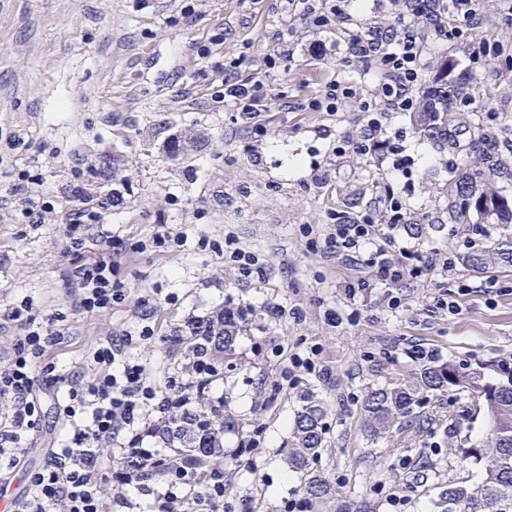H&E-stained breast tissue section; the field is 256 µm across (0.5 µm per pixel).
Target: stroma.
Listing matches in <instances>:
<instances>
[{
    "mask_svg": "<svg viewBox=\"0 0 512 512\" xmlns=\"http://www.w3.org/2000/svg\"><path fill=\"white\" fill-rule=\"evenodd\" d=\"M192 5L187 14L182 0H0V196L27 170L40 175V192L57 204L41 224L26 223L18 208H0V361L11 355L17 334L6 315L25 299L52 333L45 361L71 377L92 375L89 354L101 339L121 338L145 320L154 339L129 352L150 378L164 380L176 366L167 343L176 329L218 308L242 310L233 364L209 389L237 421L224 434L228 512H237L246 495L253 512H277L311 473L328 486L310 498L311 512H393L395 495L403 512H437L448 485L481 480L480 470L448 452L456 425L480 427L481 400L465 393L431 397L375 440L362 431L361 403L369 390L410 372L418 348L484 367L493 379L512 370V268L481 274L460 263L472 235L448 222V183L474 167L471 143L490 126H512V0H482L483 20L468 40L428 35L422 87L449 62L478 108L453 113V135L444 144L420 131L413 113H391L389 130L406 133L402 157L410 175L401 180L389 155L337 154L340 140L362 126L356 104L335 112L308 107L332 79L351 83L363 98L375 95L373 67L347 61L343 32L323 36L297 21L288 43L275 45L267 31L280 0ZM483 38L500 45V60L470 62L469 42ZM240 55L241 78L261 77L274 100L251 124L234 107L211 101L225 60ZM490 111L496 123L488 122ZM256 124L265 135L254 134ZM175 138L199 144L174 157L168 145ZM91 165L112 176L92 180L93 195L115 184L123 194L106 217L109 254L73 247L59 206L74 175ZM317 173L328 176L320 188L312 184ZM394 180L404 188L411 223L421 227L416 234L401 230L402 241L457 262L393 292L372 288L349 299L338 283L352 277L351 266L310 248L301 227L328 223L337 211L367 210ZM162 224L180 246L154 247ZM228 232L260 259L250 278L225 265L216 248ZM204 238L209 247L201 246ZM105 257L127 289L125 301L95 313L76 309L74 268ZM392 294L401 299L395 309L388 305ZM443 296L456 314L438 308ZM275 305L284 315L272 321L264 309ZM331 311L340 324L328 322ZM314 345L327 374L273 390L289 357ZM306 393L327 410L324 448L308 474L285 461ZM34 419L29 453L9 475L14 493L42 464L44 449L58 442L53 401L43 402ZM257 426L262 436L251 449Z\"/></svg>",
    "mask_w": 512,
    "mask_h": 512,
    "instance_id": "stroma-1",
    "label": "stroma"
}]
</instances>
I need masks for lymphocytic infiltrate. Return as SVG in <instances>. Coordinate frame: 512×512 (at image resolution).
Instances as JSON below:
<instances>
[{
    "label": "lymphocytic infiltrate",
    "mask_w": 512,
    "mask_h": 512,
    "mask_svg": "<svg viewBox=\"0 0 512 512\" xmlns=\"http://www.w3.org/2000/svg\"><path fill=\"white\" fill-rule=\"evenodd\" d=\"M285 18L272 28V43L282 44L291 32L289 23L300 19L326 33L335 32L348 21L349 0H283ZM410 18L401 30L378 24L348 31L350 56L376 64L386 109L374 108L371 101L358 98L348 83L330 80L309 107L314 111H337L348 101H356L362 114L359 135L344 137L337 146L340 154L366 155L382 145L390 113L415 110L413 92L422 80L421 59L426 31L453 40L479 25L481 0H403ZM243 58L225 65V77L211 99L216 105L233 104L244 119L251 120L268 111L270 98L258 79H238ZM383 206L361 214L343 213L322 231L327 257L362 268L364 277L343 281L349 297L372 286L387 287L416 279L436 266L435 253L401 244L398 228L409 221L410 212L401 196L387 191ZM65 222L74 234L76 246L87 242H110L104 229L107 206L88 191L84 181H76L67 199ZM77 303L87 312L101 311L124 301L125 290L112 278L110 262L99 260L75 268ZM10 321L20 329L13 353L0 362V472L19 464L27 453L26 433L31 428L38 394L66 391L60 435L63 447L49 449L44 463L30 471L24 489L11 497V512H224V463L213 461L206 475L193 476L186 467L170 473L149 486L116 474V491L103 498L99 483L112 462L102 448L119 449L122 455L139 459L142 466H159L167 461L161 448L144 447L145 438L155 436L167 413L166 394L180 390L184 404H192L190 378L182 371L167 376L164 384L152 380L143 364L127 353L134 342L153 338L150 326L138 328L136 335L122 340L105 339L93 349L90 362L96 372L87 380L71 378L59 388L52 367H40L48 339L42 323L32 312L31 302L12 308ZM47 380L39 382L37 370Z\"/></svg>",
    "instance_id": "obj_1"
}]
</instances>
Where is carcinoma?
I'll return each instance as SVG.
<instances>
[{"instance_id": "1", "label": "carcinoma", "mask_w": 512, "mask_h": 512, "mask_svg": "<svg viewBox=\"0 0 512 512\" xmlns=\"http://www.w3.org/2000/svg\"><path fill=\"white\" fill-rule=\"evenodd\" d=\"M416 122L428 131L447 128L448 62L440 64L439 76L433 78V85L425 92ZM479 159L474 169L448 184V219L461 224L472 209L495 215L507 234L489 244L470 241V251L463 255L462 262L477 270L512 268V200L482 187L496 172L497 164L482 153ZM242 323L240 314L221 309L188 321L185 329L168 343L178 351L194 350L210 359L212 365L207 371L216 378L226 360L234 355ZM194 391V405L172 404L176 412L168 415L161 440L179 455L201 464L210 457H224V432L235 427L236 422L224 410L212 408L202 383H196ZM462 392L482 401L485 429L478 440L473 442L466 436L449 451L481 470L482 479L475 484L448 486L437 508L439 512H512V374L503 381L491 382L480 366L464 367L427 354L418 359L408 376L367 394L362 403L364 431L376 437L411 416L414 408L428 398ZM325 414L320 401L311 395L303 396L286 452L288 467L303 472L318 459L324 446ZM113 466L142 481H153L163 474L161 468L146 471L139 462L128 458L113 459Z\"/></svg>"}]
</instances>
